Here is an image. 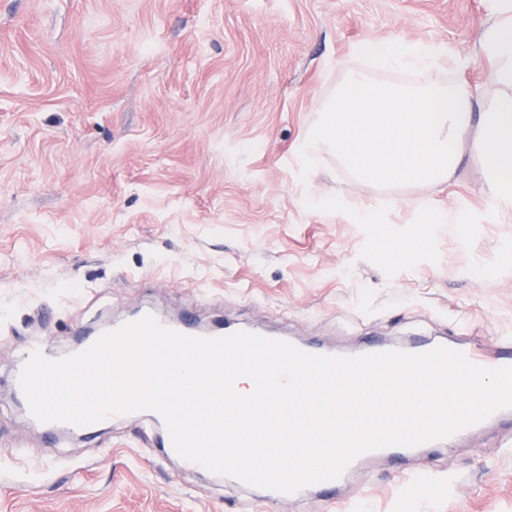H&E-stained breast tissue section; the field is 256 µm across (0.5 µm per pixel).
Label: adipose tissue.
<instances>
[{"mask_svg": "<svg viewBox=\"0 0 512 512\" xmlns=\"http://www.w3.org/2000/svg\"><path fill=\"white\" fill-rule=\"evenodd\" d=\"M479 46L499 89L483 100L466 82L427 79L443 51L420 43L363 42L360 50L376 70L416 79L382 82L348 71L317 108L313 130L299 148L304 164L316 167L331 152L359 178L437 188L455 176L469 152L489 198L512 211V196L502 189L503 173L512 172V22L483 26Z\"/></svg>", "mask_w": 512, "mask_h": 512, "instance_id": "1", "label": "adipose tissue"}]
</instances>
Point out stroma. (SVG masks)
<instances>
[{
  "instance_id": "1",
  "label": "stroma",
  "mask_w": 512,
  "mask_h": 512,
  "mask_svg": "<svg viewBox=\"0 0 512 512\" xmlns=\"http://www.w3.org/2000/svg\"><path fill=\"white\" fill-rule=\"evenodd\" d=\"M503 0H0V512H247L252 494L140 447L139 422L43 447L8 377L35 337L144 302L197 308L336 347L374 332L512 333V213L476 174L448 185L357 179L297 147L362 42L468 60L436 79L488 91L481 25ZM374 212L360 222L359 204ZM461 223L443 224L446 213ZM26 451L24 462L8 455ZM445 489L410 512H512L496 435L415 457ZM404 481L369 466L357 512H402Z\"/></svg>"
}]
</instances>
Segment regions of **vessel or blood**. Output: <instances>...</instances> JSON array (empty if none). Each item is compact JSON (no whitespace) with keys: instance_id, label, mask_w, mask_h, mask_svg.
Segmentation results:
<instances>
[{"instance_id":"vessel-or-blood-1","label":"vessel or blood","mask_w":512,"mask_h":512,"mask_svg":"<svg viewBox=\"0 0 512 512\" xmlns=\"http://www.w3.org/2000/svg\"><path fill=\"white\" fill-rule=\"evenodd\" d=\"M157 308L149 303L141 305L128 320L116 319L110 323L98 327L95 332H87L83 328H76L75 334L77 342L74 346L75 351H83L93 345L100 335L113 332L123 327L125 322H138L148 315H157ZM164 325L171 327L181 333L192 336H223L237 331L251 333H261L268 338H278L279 333L275 330H265L261 326L239 322L234 320H221L211 325H205L199 322L193 311L187 310L175 317H163ZM445 346L451 349L462 351L466 357L474 364L486 368L512 367V336H501L496 339L493 345H485L479 342L456 339L451 340L448 337H412L405 341L394 343L380 338H366L346 348L345 353L349 356L375 354L392 350H400L411 354H422L432 349ZM142 419L148 420L152 428L150 432L141 434L140 439L143 444L154 448L166 459L177 460L182 476H202L206 470L201 465L187 460L177 459L176 453L172 447L171 440L165 428L162 418L153 412L145 411L141 414ZM41 431L47 436L49 446H56L57 437L61 434L79 435L85 438L96 436L99 432V425L93 424L84 427H76L64 423H44L40 426ZM410 448L401 446H390L380 450L365 453L351 462V469H358L364 465L383 461L386 463L402 462L411 456ZM404 480L408 490L409 497H417L433 493L440 490L441 485L430 473L419 472L405 475ZM347 476H340L338 479L317 483L308 487L301 488L294 493L266 491L263 500L265 503L275 505L287 498H302L313 496L321 500L323 506H330L339 502L341 499V490L347 483Z\"/></svg>"}]
</instances>
